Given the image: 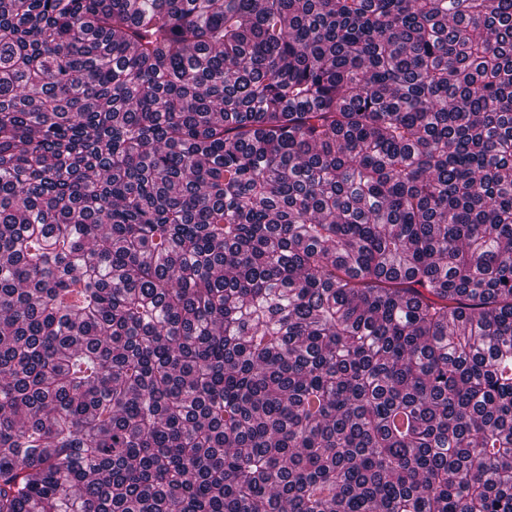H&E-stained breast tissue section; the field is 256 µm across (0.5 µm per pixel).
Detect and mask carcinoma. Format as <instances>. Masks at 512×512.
I'll list each match as a JSON object with an SVG mask.
<instances>
[{
    "label": "carcinoma",
    "mask_w": 512,
    "mask_h": 512,
    "mask_svg": "<svg viewBox=\"0 0 512 512\" xmlns=\"http://www.w3.org/2000/svg\"><path fill=\"white\" fill-rule=\"evenodd\" d=\"M0 512H512V0H0Z\"/></svg>",
    "instance_id": "carcinoma-1"
}]
</instances>
